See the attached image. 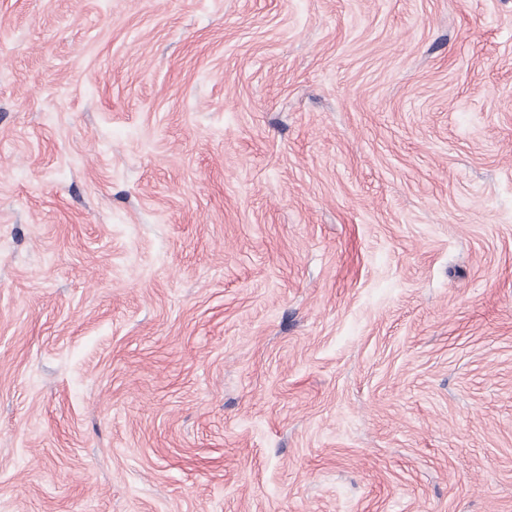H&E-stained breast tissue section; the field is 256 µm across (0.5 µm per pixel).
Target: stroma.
<instances>
[{
	"label": "stroma",
	"mask_w": 512,
	"mask_h": 512,
	"mask_svg": "<svg viewBox=\"0 0 512 512\" xmlns=\"http://www.w3.org/2000/svg\"><path fill=\"white\" fill-rule=\"evenodd\" d=\"M0 512H512V0H0Z\"/></svg>",
	"instance_id": "35a3bbf8"
}]
</instances>
